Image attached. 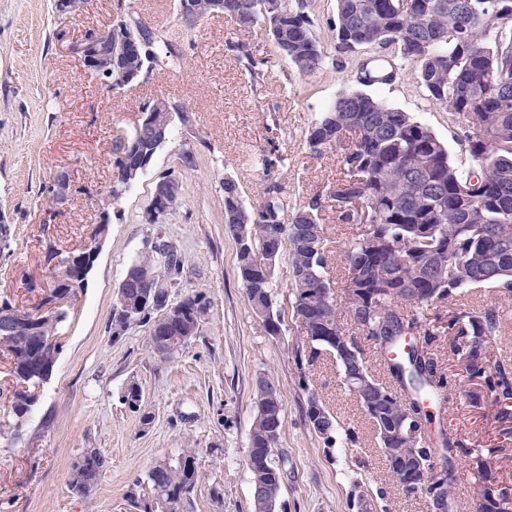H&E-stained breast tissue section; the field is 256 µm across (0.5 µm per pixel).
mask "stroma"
Wrapping results in <instances>:
<instances>
[{"label":"stroma","instance_id":"1","mask_svg":"<svg viewBox=\"0 0 512 512\" xmlns=\"http://www.w3.org/2000/svg\"><path fill=\"white\" fill-rule=\"evenodd\" d=\"M313 30L327 55L322 72L300 75L288 60L250 76L228 49L249 45L255 59L274 48L260 30H241L227 17L190 29L175 0H89L79 15L58 12L54 0H0V219L11 226V246L0 256V292L34 307L48 279L47 245L66 253L84 246L99 214L91 191L112 176V145L138 120L139 103L163 96L190 106L175 120L167 143L112 209L94 268L60 331V354L50 381L27 419L22 439L0 404V512H129L125 495L133 481L160 458L193 447L202 478L195 512H252L251 476L245 459L256 414L254 389L270 376L280 388L286 426L279 449L287 453L278 512H358L354 479L369 494L384 492L387 512H437L424 498L410 499L388 487L379 448H329L305 416L308 394L322 392L331 412L352 427L368 424L339 386L336 367L321 357L300 368L293 354L297 327L290 305V268L280 260L273 275L275 306L283 334L270 337L251 314L237 278V246L224 230L220 183L233 176L247 206L258 208L263 173L254 157L278 147L286 158L281 183L291 201L324 199L341 174L333 150L311 153L306 131L345 89L358 88V65L387 58L395 47L337 51L331 23L336 0H311ZM146 19L163 47L150 77L139 86L108 90L68 50L89 30L107 27L117 13ZM373 94L427 125L452 158L470 165L458 142L462 131L447 110L428 105L410 73ZM193 147L194 167L181 166L183 145ZM67 169L66 202L50 207L44 193L58 169ZM181 171L184 194L163 224L143 216L157 184ZM170 244L186 256L174 297L194 290L208 310L199 335L175 361H160L145 328L113 337L112 305L127 268L145 245ZM441 371L452 384L444 422L465 447L485 453L500 485L512 487V422H500L487 405H473V382L464 378L446 342L434 345ZM137 382L141 413L122 404L120 393ZM97 448L107 460L93 499L75 497L68 480L82 449ZM220 486L223 501L211 496Z\"/></svg>","mask_w":512,"mask_h":512}]
</instances>
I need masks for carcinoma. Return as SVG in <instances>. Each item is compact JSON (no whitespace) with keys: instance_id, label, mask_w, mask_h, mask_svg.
I'll return each instance as SVG.
<instances>
[{"instance_id":"carcinoma-1","label":"carcinoma","mask_w":512,"mask_h":512,"mask_svg":"<svg viewBox=\"0 0 512 512\" xmlns=\"http://www.w3.org/2000/svg\"><path fill=\"white\" fill-rule=\"evenodd\" d=\"M475 0H405L402 11L392 0H336V18L331 31L337 48L354 53L363 46L394 45L401 66L414 71L426 101L447 110L464 130V148L478 164L465 169L450 156L448 148L426 125L408 113L389 106L377 95L345 90L320 113L306 133V141L318 140L323 148L340 154L342 176L330 185L327 200L337 208L338 219L349 232L341 242L345 265L343 287L350 288L376 274L386 277L376 296L363 300L361 318L350 307L337 302L328 270L330 250L327 227L320 222L319 200L305 205L290 204L284 187L272 176L275 162L263 157L261 167L270 177L262 189L260 212L246 209L238 182L225 177L224 224L238 244V278L253 315L260 318L264 332L275 337L273 322L275 289L272 277L261 264L275 245L272 234L287 213L294 228L282 253L291 271L292 312L306 318L298 326L293 345L297 362L313 365L327 354L329 346L315 336L346 335L344 320L351 319L358 335L366 341L356 347L359 361L378 385L390 384L408 393L410 408L424 401L437 406L448 403L450 388L438 372L433 352L440 338L451 340L453 354L468 380L480 382L482 392L470 395L478 403L489 399L497 418L512 417V370L491 351L501 339L504 318L494 303L471 305L460 301L472 288H491L500 301L512 300V0H482L485 10H472ZM193 0V28L214 14L225 15L244 29L264 28L278 55L302 75L321 72L325 54L308 15L309 0ZM471 44L459 52L458 40ZM230 51L251 73L257 65L273 63L268 57L255 61L244 43L231 42ZM154 111L143 118L125 138L129 153L158 151L145 131L158 130L169 138L174 124L167 103L153 100ZM135 170L128 180H112L110 196L118 202L140 175ZM389 242V250L370 251L369 240ZM186 257L173 246L165 255L144 249L126 272L134 280L142 266L150 268L156 284H175ZM73 270L66 258L54 265L52 280L63 286L68 303L61 309H45L54 293L31 309L14 312L19 321L31 325L32 333L18 336L0 330V353L10 360L15 390L11 411L19 419L26 410L29 392L42 382L40 370L60 346L59 329L74 309L82 285H70ZM112 305L111 327L125 332L149 326L151 351L167 361L182 353L199 335L207 303L200 293L186 294L172 302L161 319L152 297L139 288H120ZM127 309L117 313L122 299ZM422 340L423 353L406 344L405 335ZM387 361L388 377L375 374L369 358ZM344 390L372 424L374 438L384 447V435L406 419V408L397 400L372 407L365 396L352 390L345 365L334 359ZM256 415L249 429L246 466L253 488V512H275L283 478L285 457L275 452L285 427L284 400L270 379L261 377L255 389ZM327 444L340 442L360 448L358 432L343 426L328 413ZM433 472L432 486L405 491L407 496L433 498L440 486L448 488L446 512L457 508L447 466L455 457L474 455V449L441 429L422 436L421 445L410 449ZM195 448H183L174 458L159 460L126 493L131 512H194L195 492L201 480ZM103 455L97 448H84L70 472L69 489L74 491L90 478H100ZM476 512H512V493L501 489L496 503L478 501Z\"/></svg>"}]
</instances>
